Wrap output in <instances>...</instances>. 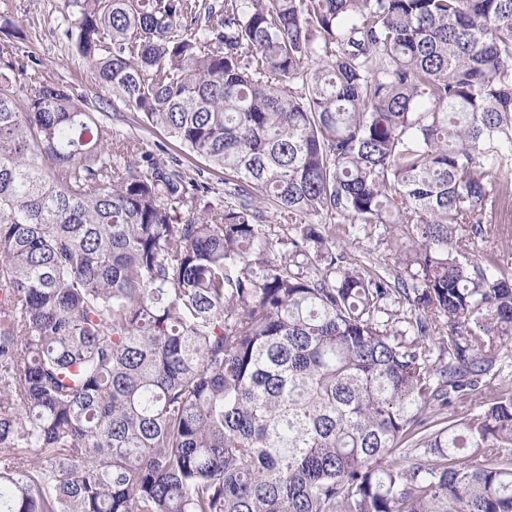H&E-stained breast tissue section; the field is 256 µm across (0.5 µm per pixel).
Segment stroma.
Masks as SVG:
<instances>
[{"mask_svg": "<svg viewBox=\"0 0 512 512\" xmlns=\"http://www.w3.org/2000/svg\"><path fill=\"white\" fill-rule=\"evenodd\" d=\"M8 16L26 33L20 50L32 55L42 71L79 94L97 95L112 105L114 115L110 122L113 135L123 140L136 141L140 149L163 159H180L189 175H201L209 188V197L221 199L224 195V172L203 159L185 154L180 145L167 138L162 131L147 127L136 112L118 102L111 88L95 82L90 70L75 54L64 35V0H0V17ZM338 249L349 257L373 266L392 268L394 257L381 235L370 240L340 237Z\"/></svg>", "mask_w": 512, "mask_h": 512, "instance_id": "obj_1", "label": "stroma"}]
</instances>
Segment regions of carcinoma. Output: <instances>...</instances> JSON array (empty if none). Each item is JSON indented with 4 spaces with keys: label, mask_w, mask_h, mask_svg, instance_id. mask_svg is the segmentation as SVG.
I'll list each match as a JSON object with an SVG mask.
<instances>
[{
    "label": "carcinoma",
    "mask_w": 512,
    "mask_h": 512,
    "mask_svg": "<svg viewBox=\"0 0 512 512\" xmlns=\"http://www.w3.org/2000/svg\"><path fill=\"white\" fill-rule=\"evenodd\" d=\"M65 5L224 199L0 64V512H512V0ZM380 233H383L382 229H377L373 240L355 239L348 236L338 237L336 246L339 250L345 251L349 257L359 259L366 265L388 268L393 271L394 256L387 249L385 240H382Z\"/></svg>",
    "instance_id": "obj_1"
}]
</instances>
